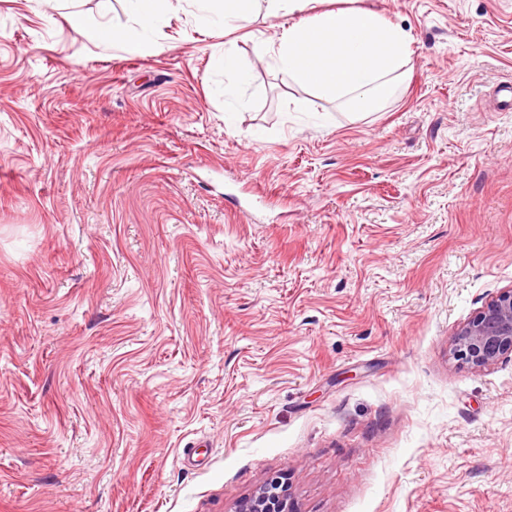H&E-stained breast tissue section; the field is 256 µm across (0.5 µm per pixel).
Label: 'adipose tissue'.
I'll list each match as a JSON object with an SVG mask.
<instances>
[{
  "mask_svg": "<svg viewBox=\"0 0 512 512\" xmlns=\"http://www.w3.org/2000/svg\"><path fill=\"white\" fill-rule=\"evenodd\" d=\"M129 16L143 27L129 37L123 29L91 26L77 10L68 12L71 29L102 45L117 42L142 55L156 42L148 28L164 16L168 0H127ZM196 18L211 27L238 28L258 13L296 15L278 38L260 41L263 55L291 82L312 95L331 97L358 113L378 110L407 74L408 34L381 13L361 8L317 9V0H191Z\"/></svg>",
  "mask_w": 512,
  "mask_h": 512,
  "instance_id": "ef3b65f1",
  "label": "adipose tissue"
}]
</instances>
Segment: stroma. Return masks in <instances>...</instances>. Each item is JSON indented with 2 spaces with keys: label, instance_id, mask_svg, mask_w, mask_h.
<instances>
[{
  "label": "stroma",
  "instance_id": "35a3bbf8",
  "mask_svg": "<svg viewBox=\"0 0 512 512\" xmlns=\"http://www.w3.org/2000/svg\"><path fill=\"white\" fill-rule=\"evenodd\" d=\"M411 37L352 115L186 0L142 57L0 0V512H512V0H333ZM248 67L224 120V50ZM512 353V288L495 297L456 332L453 354L476 370Z\"/></svg>",
  "mask_w": 512,
  "mask_h": 512
}]
</instances>
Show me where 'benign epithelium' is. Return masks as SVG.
<instances>
[{"label":"benign epithelium","instance_id":"benign-epithelium-1","mask_svg":"<svg viewBox=\"0 0 512 512\" xmlns=\"http://www.w3.org/2000/svg\"><path fill=\"white\" fill-rule=\"evenodd\" d=\"M512 353V288L495 297L456 332L453 354L470 367L480 370ZM268 486L260 487L241 501L236 512H269Z\"/></svg>","mask_w":512,"mask_h":512}]
</instances>
